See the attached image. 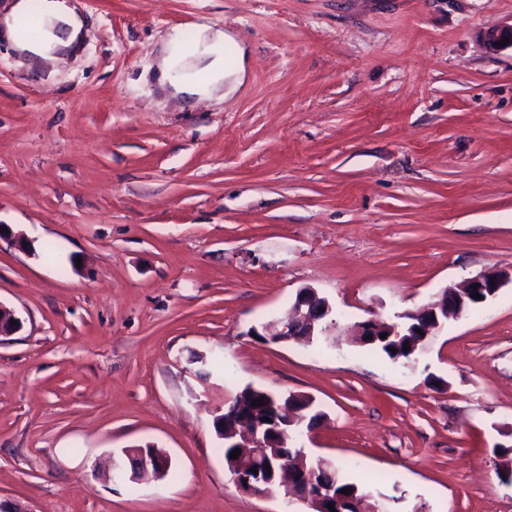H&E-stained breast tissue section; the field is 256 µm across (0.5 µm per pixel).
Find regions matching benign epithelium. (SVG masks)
I'll list each match as a JSON object with an SVG mask.
<instances>
[{"label": "benign epithelium", "instance_id": "benign-epithelium-1", "mask_svg": "<svg viewBox=\"0 0 512 512\" xmlns=\"http://www.w3.org/2000/svg\"><path fill=\"white\" fill-rule=\"evenodd\" d=\"M509 279V276L498 270L483 272L460 287H449L435 301L409 311V315L417 322L421 336L428 338L435 335L446 324L448 319L439 315V310L450 303L456 304V315L464 312V298L478 293L482 295L481 301L496 295L498 290ZM295 316L281 325V328L272 334L266 335L271 343H281L297 340L303 336L310 339L322 335L327 329V319L332 313L329 302L318 296L311 288L298 291L294 301ZM16 324H11V320ZM21 327V320L14 310L0 304V337L10 336ZM404 328L399 323L369 319L352 327L354 336H379L385 334L389 337H399ZM297 407L287 408L283 398L272 397L263 407L261 417L252 416L241 411V404L233 400L230 406L236 407L238 415L227 420L225 414L215 416V421H223L224 437L232 442L236 448H243L245 452L236 459L225 461L230 479L235 487L244 493L263 496L268 491L262 489L266 484H273L283 496L285 504L301 502L310 508V512H346L341 503L332 499L324 490L317 488V467L306 464L304 449L296 453H285L279 457V465L270 466L264 470L252 471L254 463L262 460L265 448L269 443L264 440L262 429L265 426L275 427L281 431L280 447L287 446L289 427L307 421L305 413L313 411L314 400L306 395H293ZM271 422H265V419ZM125 459L112 461V469L123 471L133 481L142 482L151 475L156 479L164 477L170 467L169 457L150 445L148 448L136 446L124 449ZM334 505L329 509L328 505Z\"/></svg>", "mask_w": 512, "mask_h": 512}]
</instances>
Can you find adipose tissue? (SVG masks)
<instances>
[{
	"instance_id": "ef3b65f1",
	"label": "adipose tissue",
	"mask_w": 512,
	"mask_h": 512,
	"mask_svg": "<svg viewBox=\"0 0 512 512\" xmlns=\"http://www.w3.org/2000/svg\"><path fill=\"white\" fill-rule=\"evenodd\" d=\"M30 11V0H14L10 11L0 17V35L27 56L32 66L77 51L82 42L84 16L70 0H42L40 16L44 29L40 38H21L17 21ZM228 36L217 30L191 46H172L162 58L160 80L184 98L208 96L224 81L242 82L245 77V53L237 51L233 64L224 62V44Z\"/></svg>"
}]
</instances>
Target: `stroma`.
Here are the masks:
<instances>
[{"label": "stroma", "mask_w": 512, "mask_h": 512, "mask_svg": "<svg viewBox=\"0 0 512 512\" xmlns=\"http://www.w3.org/2000/svg\"><path fill=\"white\" fill-rule=\"evenodd\" d=\"M39 71L0 41V498L29 512H304L239 491L213 422L245 386L312 397L294 441L382 512H512V285L411 362L347 328L512 272V0H81ZM249 51L227 96L162 88L200 26ZM313 343L256 331L300 289ZM221 356L223 370L200 363ZM171 466L106 480L125 448ZM293 306L295 316L289 317L279 330L267 335L256 331V336H266L268 342L281 343L300 340L299 336L311 339L313 336H321L326 331L332 307L325 298H320L316 291L311 288L299 290Z\"/></svg>", "instance_id": "35a3bbf8"}]
</instances>
